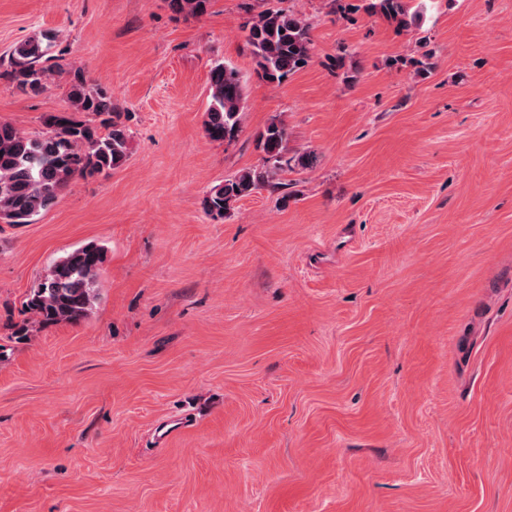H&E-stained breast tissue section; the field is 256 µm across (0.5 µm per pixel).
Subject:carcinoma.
Segmentation results:
<instances>
[{
    "label": "carcinoma",
    "instance_id": "1",
    "mask_svg": "<svg viewBox=\"0 0 512 512\" xmlns=\"http://www.w3.org/2000/svg\"><path fill=\"white\" fill-rule=\"evenodd\" d=\"M209 0H168L177 13L199 16ZM285 0H268V7L248 25L247 43L260 76L281 83L312 59L310 27ZM368 9L399 27L409 25L408 0H372ZM49 36L17 43L10 55L11 84L20 92L37 96L56 78L65 79L68 109L44 118L45 130L25 133L0 122V219L9 224H29L51 208L76 175L107 173L120 167L128 155L129 135L112 97L89 83L81 70L52 53ZM210 103L204 128L213 141L234 139L241 128L244 86L239 73L224 64L210 71ZM109 118L95 124L93 117ZM288 130L272 120L259 135L261 166L238 172L211 189L204 209L223 216L230 204L250 196L280 173L296 165L306 168L313 155L285 156ZM106 261L103 245L89 241L59 258L46 271L26 299L31 320L16 335L25 337L35 326L75 323L86 319L100 299L99 276Z\"/></svg>",
    "mask_w": 512,
    "mask_h": 512
}]
</instances>
